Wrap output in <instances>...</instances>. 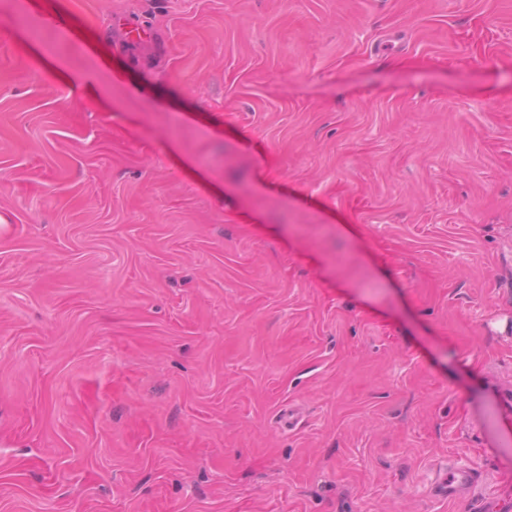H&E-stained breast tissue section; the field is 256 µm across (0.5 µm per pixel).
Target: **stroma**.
Segmentation results:
<instances>
[{
  "mask_svg": "<svg viewBox=\"0 0 512 512\" xmlns=\"http://www.w3.org/2000/svg\"><path fill=\"white\" fill-rule=\"evenodd\" d=\"M60 2L0 0V512H512V0ZM483 482L482 475L470 469H450L448 476L441 478L438 488L442 493L448 492V496H456L468 491Z\"/></svg>",
  "mask_w": 512,
  "mask_h": 512,
  "instance_id": "1",
  "label": "stroma"
}]
</instances>
